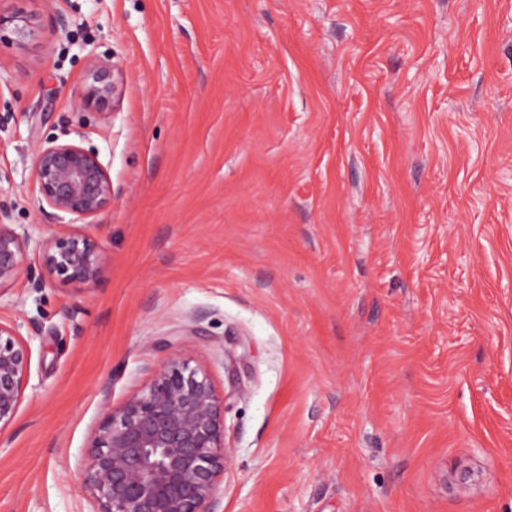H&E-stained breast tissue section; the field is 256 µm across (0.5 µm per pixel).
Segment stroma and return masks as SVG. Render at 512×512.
I'll return each instance as SVG.
<instances>
[{"mask_svg":"<svg viewBox=\"0 0 512 512\" xmlns=\"http://www.w3.org/2000/svg\"><path fill=\"white\" fill-rule=\"evenodd\" d=\"M0 10L38 27L0 31V225L32 272L0 287L29 350L0 512H93L105 405L176 350L224 401L220 512H512V0ZM98 62L114 100L78 106ZM49 140L107 167L91 223L41 211ZM57 231L98 242L96 285L47 278Z\"/></svg>","mask_w":512,"mask_h":512,"instance_id":"1","label":"stroma"}]
</instances>
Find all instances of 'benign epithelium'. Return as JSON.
<instances>
[{
  "instance_id": "7a95c632",
  "label": "benign epithelium",
  "mask_w": 512,
  "mask_h": 512,
  "mask_svg": "<svg viewBox=\"0 0 512 512\" xmlns=\"http://www.w3.org/2000/svg\"><path fill=\"white\" fill-rule=\"evenodd\" d=\"M15 39L32 34L30 19L0 13V29ZM115 92L111 69L95 66L81 106L105 107ZM35 180L41 203L77 220L97 216L111 202L112 179L97 155L55 140L40 143ZM26 232L0 225V286L28 276ZM49 278L91 285L101 277L103 258L91 238L58 232L41 243ZM14 326L0 324V431L15 419L29 353ZM226 440L224 402L204 370L175 351L153 369L150 382L118 406H107L86 449L82 489L94 512H218V477L232 457Z\"/></svg>"
}]
</instances>
